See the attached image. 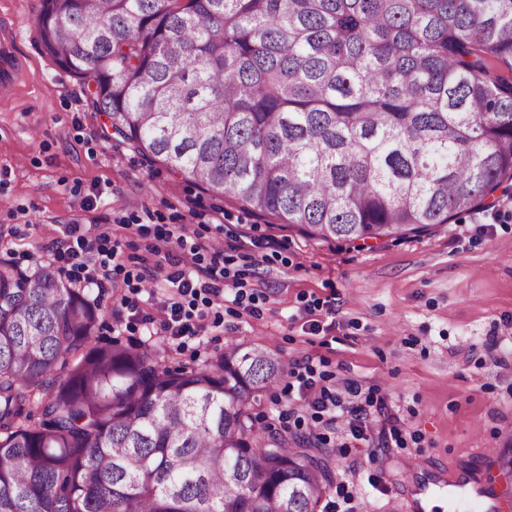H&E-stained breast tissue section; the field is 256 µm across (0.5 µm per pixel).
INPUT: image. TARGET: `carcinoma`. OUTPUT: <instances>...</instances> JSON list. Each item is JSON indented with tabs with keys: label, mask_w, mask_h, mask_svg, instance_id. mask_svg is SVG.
Instances as JSON below:
<instances>
[{
	"label": "carcinoma",
	"mask_w": 512,
	"mask_h": 512,
	"mask_svg": "<svg viewBox=\"0 0 512 512\" xmlns=\"http://www.w3.org/2000/svg\"><path fill=\"white\" fill-rule=\"evenodd\" d=\"M35 28L143 157L320 241L512 180V0H41ZM99 317L49 263L0 269V512H316L331 451L250 413L278 356L169 370Z\"/></svg>",
	"instance_id": "cac0c4a2"
}]
</instances>
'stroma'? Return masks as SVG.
Here are the masks:
<instances>
[{"mask_svg": "<svg viewBox=\"0 0 512 512\" xmlns=\"http://www.w3.org/2000/svg\"><path fill=\"white\" fill-rule=\"evenodd\" d=\"M40 0H0L13 29L17 78L0 97V269L28 272L52 260L66 225L109 231L128 263L154 265L157 227L224 242L255 303L224 293V322L185 344L155 335L167 305L163 275L146 284L137 312L123 288L100 301L99 342H143L167 367L199 363L236 339L286 367L310 358L328 381L376 386L386 406L363 438L323 429L335 449L334 484L354 512H463V496L507 486L496 460L512 448V204L463 212L428 231L322 242L239 202L202 190L134 152L94 111L82 80L45 53L34 30ZM263 255L256 267L246 255ZM497 348H490L491 340ZM399 439L382 437L386 420Z\"/></svg>", "mask_w": 512, "mask_h": 512, "instance_id": "obj_1", "label": "stroma"}]
</instances>
